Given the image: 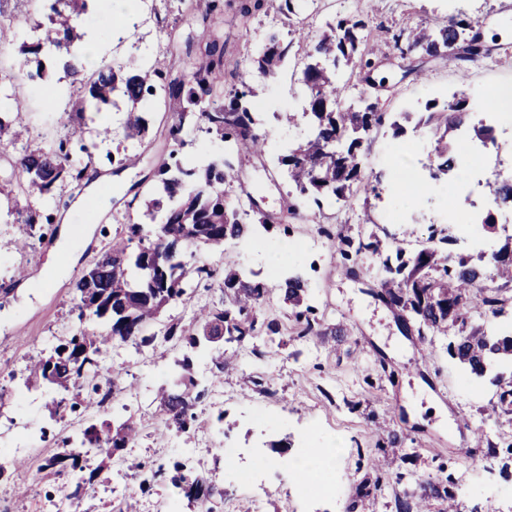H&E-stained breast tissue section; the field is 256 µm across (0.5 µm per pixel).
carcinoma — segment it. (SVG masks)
<instances>
[{
    "instance_id": "obj_1",
    "label": "carcinoma",
    "mask_w": 512,
    "mask_h": 512,
    "mask_svg": "<svg viewBox=\"0 0 512 512\" xmlns=\"http://www.w3.org/2000/svg\"><path fill=\"white\" fill-rule=\"evenodd\" d=\"M51 14L42 37L36 44L22 45V59L11 75L14 84L45 75V66L37 55L43 47L52 51H70L71 45L82 38L79 24L86 14L89 0H51ZM366 23L352 16L342 17L328 25L318 39L305 45V56L311 59L303 70L306 105L302 117L308 131L295 147L288 148L280 163L286 167L295 193L288 194L284 214L296 216L299 201L311 200L320 207L322 200H347L346 192L357 183L365 191L374 190L365 180L363 156L374 131L385 122L378 103L363 101L359 107L348 105L339 95L346 84L344 71L360 68L361 82L374 87L384 80L376 79L380 63L373 60L379 53V43H392L397 51L396 66L416 52L430 57L447 50L456 51V58L468 62L487 54L483 36L475 22L451 17L437 29L409 27L392 36L375 40L364 35ZM198 49L205 61L196 68L195 85L168 86V98L173 102V124L169 135L177 140L190 125L199 121L224 139V158H206L197 164L179 159L163 162L154 171L155 185L150 197L143 202L145 221L126 224L121 236L112 239L100 251L75 282L74 292L79 324L70 328L49 354L33 359L25 368L26 388L42 387L47 391H74L86 396L66 406L51 400L47 408L56 416L65 408L82 407V413L92 416L98 407V386L95 383L100 361L107 349L132 343L152 345L157 336L165 343L185 345L186 354L177 362L179 374L170 384L158 389L160 405L166 423L178 433L200 430L195 412L204 399L205 389L199 387L193 375L192 356H211L217 373L224 372L229 362L224 360V345H242L252 336L264 335L270 341L291 334L308 341L325 335L320 321L306 305L309 287L300 273L285 279L284 303L288 305L292 324L287 326L277 318H262L260 311L273 290L259 274L246 275L230 263L214 270L197 254L224 253L231 241L242 239L249 226L283 228V218L271 222L254 200L248 209L240 211L224 201V183L235 178L233 160L242 155L261 156L265 153L266 136L260 133V113L251 111V99L256 90L248 79L241 80V89L224 96V46L215 40L202 39ZM293 42L272 31L258 57L253 60L256 75L268 83L292 54ZM72 83L84 88V94L71 97L72 114L78 119L74 133L82 134L86 113L99 112L107 106L125 103L126 118L122 124L127 138L143 137L148 124L143 117L145 94L155 90L154 79L161 76V63L155 60L141 65L134 62L104 63L91 73L73 64L65 66ZM221 100L215 104L201 98L199 91ZM476 103L462 94L453 101L426 105V116L418 124L430 128L435 138L431 178L438 183L452 184L458 175L454 138L463 127L482 142H495L492 127L479 120L472 121ZM15 178L0 181V200L18 205V197H43L53 190L78 182L84 169L71 162V153L62 143L56 147H36L10 159ZM489 193L498 206L512 207V183L489 186ZM24 227L15 246L24 250L37 224L36 214L27 212ZM484 229L492 235H504L497 249L478 256L473 262L468 256L448 250L452 239L432 232L431 246L409 253L404 241L393 237L388 247L394 257L382 261L374 295H385L402 318L410 320L417 335H448L453 331L456 360L470 376L490 378L500 388L512 389V332L494 330L474 321V314L496 317L507 305H512V233L504 234L495 224L492 214L483 220ZM321 232L335 242L342 258L353 265L344 267L348 277L359 276L354 262L357 257L380 250L377 239L354 240L323 227ZM490 265L500 286L486 284L485 266ZM214 281L220 291L218 300L200 307L189 324L159 321L162 310L170 304H188L193 283ZM139 426L129 418L117 425L103 420L84 427L75 440L65 437V451L53 455L47 467L66 477L62 489L65 496H77L85 485L93 482L99 471L124 448L135 444ZM99 450V465L90 467L77 448ZM169 478L177 495L188 502L214 512L211 503L223 498L224 492L206 478L188 470L182 463L174 464ZM448 502V512H454V493L435 483L421 486L412 496L396 497L397 512H432V502Z\"/></svg>"
}]
</instances>
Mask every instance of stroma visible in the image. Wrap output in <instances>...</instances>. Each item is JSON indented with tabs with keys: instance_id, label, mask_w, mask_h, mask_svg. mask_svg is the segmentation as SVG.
<instances>
[{
	"instance_id": "obj_1",
	"label": "stroma",
	"mask_w": 512,
	"mask_h": 512,
	"mask_svg": "<svg viewBox=\"0 0 512 512\" xmlns=\"http://www.w3.org/2000/svg\"><path fill=\"white\" fill-rule=\"evenodd\" d=\"M240 0H218L210 17L212 37L224 44V88L232 90L247 74L267 33L280 29L288 39L307 34L316 39L327 21L358 14L369 31L392 32L421 25L436 29L448 17L462 15L478 21L490 55L466 67L454 53L412 58L419 76H403L388 66L382 89L372 91L380 111L389 120L401 112H420L426 101L446 100L457 93L485 103L504 88H512V0H310L300 12L298 27L284 26L275 11L257 12L248 25L239 20ZM6 12L18 17L14 40L0 44V71L11 72L19 62L18 48L35 42L37 24L46 23L42 0H9ZM87 36L104 48L105 59L143 62L168 61L163 83H189L185 47L197 43L202 29L198 15L179 11L176 0H92L85 20ZM302 58L292 59L278 80L262 87L255 98L263 114L262 132L268 140L264 156L237 159V177L224 188L231 206L257 200L263 211L281 214L288 181L277 156L300 140L306 122L288 127L276 121L279 112H297L302 106ZM18 96L10 81H0V112L24 106L27 130L0 149L18 154L24 147L68 140L73 160L86 163L87 177L79 186H66L59 197L20 202L18 209L0 207V388L8 395L0 408V425L24 418L32 429H44L46 439L36 455L25 456L24 467L0 479V512H37L49 498L59 496L61 482L46 469V461L60 450L65 427L74 412L50 416L48 395L40 388L20 384L30 358L43 355L76 321L73 284L120 233L123 225L142 222V204L149 180L170 153L191 159L204 151L224 153L219 137L205 127L187 128L182 141L173 140V122L162 98L148 96V134L143 140L125 138L124 115L107 109L112 136L87 131L83 139L67 134L70 80L54 61L46 76L28 84ZM464 142L455 152L462 177L452 189L425 179L421 193L403 190L395 179L398 168L412 164L429 170L434 141L430 132L406 124L401 136L387 125L373 133L364 156L365 173L377 194L351 188L347 201L323 207L304 202L291 218L289 233L257 230L254 236L228 245L225 256L211 255L212 265L235 261L261 276L285 277L302 269L309 281V303L315 307L328 334L323 342L282 337L271 343L256 336L238 353L236 368L214 379L210 359L194 360L195 377L219 383L222 401H206L198 409L209 432L219 433L241 448L245 460L231 468L220 455L188 451L187 438L167 429L156 391L168 377L173 355L166 345L157 348L125 345L107 359L124 369V390L116 395L114 415L129 414L139 421L141 438L124 451L122 470L105 469L82 497L81 512H112L113 495L135 482L133 497L139 512H151L153 502L166 498V472L173 462L194 465L224 489L219 512H396L394 499L415 493L421 482L451 483L457 512H512V417L500 409L498 387L471 378L447 352L448 337L421 339L403 329L396 311L373 297L363 280L343 275V259L320 226L342 227L352 237L376 235L381 242L412 229V250L426 246L432 229L449 227L453 249L477 256L458 220L460 209L476 217L493 214L497 223L512 210L497 208L488 195L485 175L476 171L465 154ZM461 201L448 206L449 197ZM43 215L26 251H17L19 211ZM486 443L475 446V430ZM333 443L338 452L324 477L336 481L335 501H304L296 485L277 469L268 471V491L253 501L245 476L248 455L261 449L264 458L287 462L301 447L315 449ZM495 455H488V448ZM388 453V477L379 487L362 492V480L376 478L370 461L379 451ZM163 467V476L141 488V465Z\"/></svg>"
}]
</instances>
